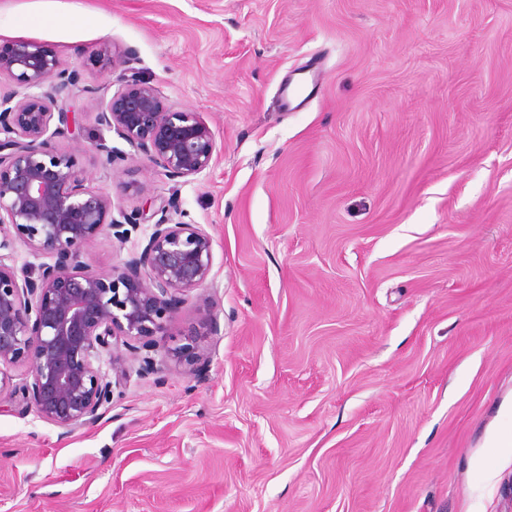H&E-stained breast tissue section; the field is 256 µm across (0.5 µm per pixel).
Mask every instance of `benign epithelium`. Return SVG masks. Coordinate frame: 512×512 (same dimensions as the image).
I'll return each instance as SVG.
<instances>
[{
	"label": "benign epithelium",
	"instance_id": "benign-epithelium-1",
	"mask_svg": "<svg viewBox=\"0 0 512 512\" xmlns=\"http://www.w3.org/2000/svg\"><path fill=\"white\" fill-rule=\"evenodd\" d=\"M97 61L124 67L118 90L97 102V125L133 149L100 138L102 169L146 160L175 180L210 167L215 136L200 113L168 106L138 76L131 53L106 45ZM87 91L81 71L49 45L28 38L0 45V230L11 228L31 251L52 258L17 268L0 254V365L27 366L19 387L25 405L63 437L100 421L130 377L129 358L140 360L143 375L164 372L155 336L190 292L209 288L213 260L201 225L173 220L172 197L141 250L109 274L89 269L87 251L100 236L124 244L139 224L124 212L116 219L112 194L92 186L56 146L78 124L66 100Z\"/></svg>",
	"mask_w": 512,
	"mask_h": 512
}]
</instances>
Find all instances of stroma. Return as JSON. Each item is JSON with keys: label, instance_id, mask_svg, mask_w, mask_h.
Listing matches in <instances>:
<instances>
[{"label": "stroma", "instance_id": "obj_1", "mask_svg": "<svg viewBox=\"0 0 512 512\" xmlns=\"http://www.w3.org/2000/svg\"><path fill=\"white\" fill-rule=\"evenodd\" d=\"M0 0L84 72L58 140L131 212L176 198L213 242L205 297L158 341L206 366L131 376L67 437L0 412V512H507L512 453V0ZM134 52L216 150L200 175L95 161ZM321 73L297 108L292 81ZM101 236L110 273L145 242ZM218 332H211V323Z\"/></svg>", "mask_w": 512, "mask_h": 512}]
</instances>
